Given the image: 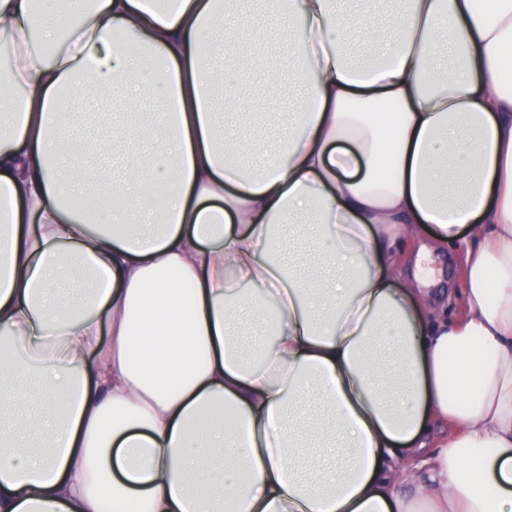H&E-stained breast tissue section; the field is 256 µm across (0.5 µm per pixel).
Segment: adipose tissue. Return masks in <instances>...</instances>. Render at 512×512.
Masks as SVG:
<instances>
[{
    "label": "adipose tissue",
    "instance_id": "adipose-tissue-1",
    "mask_svg": "<svg viewBox=\"0 0 512 512\" xmlns=\"http://www.w3.org/2000/svg\"><path fill=\"white\" fill-rule=\"evenodd\" d=\"M407 2L265 0L256 169L223 0H0V512H512V0ZM351 3H347L346 6L352 8L355 11L372 10L378 13V15L384 19L388 15L396 12L401 4L398 0H377L376 2H370L368 0H348ZM254 26L250 30V36L254 42L263 46L267 52L275 53L279 47V35L283 24L272 18L253 19ZM465 252L446 248L434 252L422 263L420 276L427 288H455L461 291L464 280Z\"/></svg>",
    "mask_w": 512,
    "mask_h": 512
}]
</instances>
